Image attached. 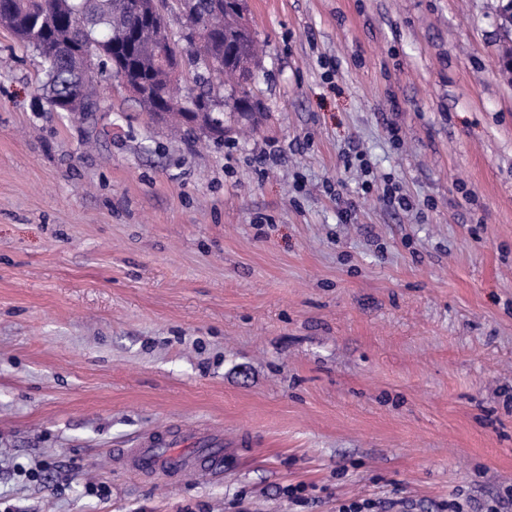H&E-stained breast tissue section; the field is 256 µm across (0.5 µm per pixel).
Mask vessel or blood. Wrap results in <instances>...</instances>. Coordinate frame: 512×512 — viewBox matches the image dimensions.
<instances>
[{"instance_id": "1", "label": "vessel or blood", "mask_w": 512, "mask_h": 512, "mask_svg": "<svg viewBox=\"0 0 512 512\" xmlns=\"http://www.w3.org/2000/svg\"><path fill=\"white\" fill-rule=\"evenodd\" d=\"M223 446L222 438L192 430L176 439L150 433L138 447L121 449L120 454L134 472L144 476L174 479L200 469L218 477L224 473Z\"/></svg>"}]
</instances>
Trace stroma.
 <instances>
[{
    "mask_svg": "<svg viewBox=\"0 0 512 512\" xmlns=\"http://www.w3.org/2000/svg\"><path fill=\"white\" fill-rule=\"evenodd\" d=\"M246 2L265 47L219 142L114 80L51 111L0 28V512L512 493L508 0ZM177 424L223 431V476L125 469Z\"/></svg>",
    "mask_w": 512,
    "mask_h": 512,
    "instance_id": "stroma-1",
    "label": "stroma"
}]
</instances>
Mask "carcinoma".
<instances>
[{"label": "carcinoma", "mask_w": 512, "mask_h": 512, "mask_svg": "<svg viewBox=\"0 0 512 512\" xmlns=\"http://www.w3.org/2000/svg\"><path fill=\"white\" fill-rule=\"evenodd\" d=\"M136 0H0V27L23 47L42 59V90L51 109L67 112L68 98H82L84 118L100 108L98 88L111 63L122 66L133 81L146 84L150 93L137 100L153 118L184 116L187 108L174 95V78L158 63L160 49L178 68L188 62L198 70L196 90L186 98L212 108L216 131H223L228 108L240 112L251 96L258 42L251 27L240 28L238 11L243 0H225L221 9L214 0H196L198 20L186 22L191 31L197 21L208 24L207 37L196 43L185 35L187 45L170 32L145 24L135 15ZM234 80L231 93L221 95L224 78Z\"/></svg>", "instance_id": "carcinoma-1"}]
</instances>
